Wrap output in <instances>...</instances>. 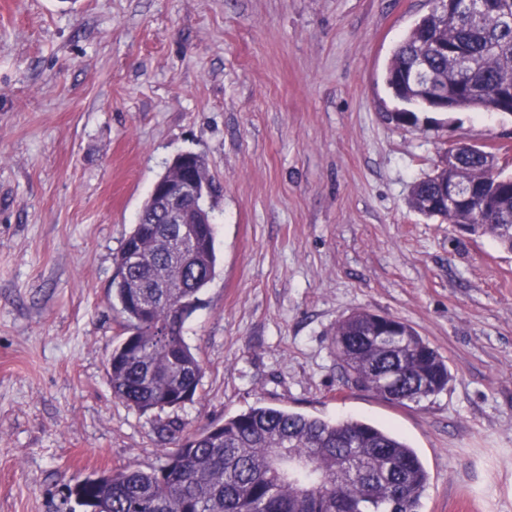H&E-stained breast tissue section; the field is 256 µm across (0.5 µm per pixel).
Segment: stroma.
Wrapping results in <instances>:
<instances>
[{"instance_id":"35a3bbf8","label":"stroma","mask_w":512,"mask_h":512,"mask_svg":"<svg viewBox=\"0 0 512 512\" xmlns=\"http://www.w3.org/2000/svg\"><path fill=\"white\" fill-rule=\"evenodd\" d=\"M432 7L0 0V512H72L76 479L259 406L396 434L428 473L419 512H512V252L410 205L452 146L511 174L512 115L391 121L389 61ZM185 152L216 187V271L183 330L204 374L143 414L109 381L115 257ZM358 310L410 323L447 388L348 386L332 338Z\"/></svg>"}]
</instances>
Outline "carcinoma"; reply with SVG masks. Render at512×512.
I'll return each mask as SVG.
<instances>
[{"mask_svg":"<svg viewBox=\"0 0 512 512\" xmlns=\"http://www.w3.org/2000/svg\"><path fill=\"white\" fill-rule=\"evenodd\" d=\"M480 22L464 10H438L417 22L394 51L387 85L404 104L418 102L409 83L422 64L433 87H461L459 110L495 111L493 94L512 88V0H488ZM458 57L448 59L439 45ZM464 148L455 175L489 183L492 205L460 212L425 210L444 173L416 183L411 206L453 224L469 223L512 252V176ZM166 225L155 214L138 216L121 251L138 261L116 267L115 296L129 335L112 351L113 394L145 413L176 408L195 396L202 366L185 343L183 328L197 309V293L215 272L214 226L205 225L206 259L179 263L153 245ZM182 302L173 308L172 297ZM333 350L347 382L402 404L443 391L448 364L409 324L390 315L355 311L336 323ZM162 463L149 471L126 468L77 481L69 489L93 512H417L428 475L404 441L358 419L332 422L274 407H258L224 420L198 436L160 449Z\"/></svg>","mask_w":512,"mask_h":512,"instance_id":"1","label":"carcinoma"}]
</instances>
